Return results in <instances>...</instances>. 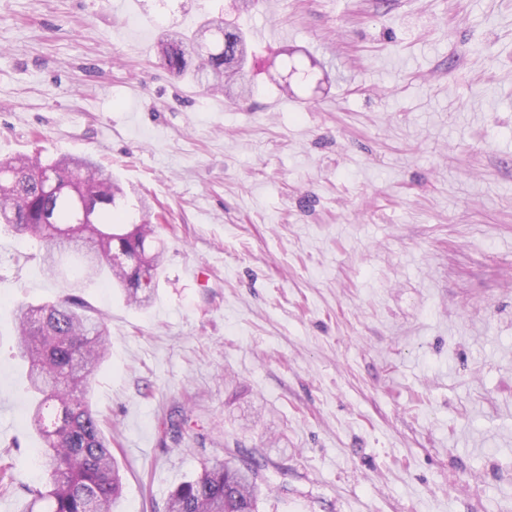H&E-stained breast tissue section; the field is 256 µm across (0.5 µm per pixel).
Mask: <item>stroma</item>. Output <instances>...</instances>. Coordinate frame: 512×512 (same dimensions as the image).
Instances as JSON below:
<instances>
[{
  "instance_id": "obj_1",
  "label": "stroma",
  "mask_w": 512,
  "mask_h": 512,
  "mask_svg": "<svg viewBox=\"0 0 512 512\" xmlns=\"http://www.w3.org/2000/svg\"><path fill=\"white\" fill-rule=\"evenodd\" d=\"M221 14L273 33L240 100L155 55ZM20 154L93 157L165 242L149 307L82 292L119 512L228 448L266 464L259 512H512V0H0ZM41 251L0 226V512L44 480L14 309L80 265Z\"/></svg>"
}]
</instances>
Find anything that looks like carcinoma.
Segmentation results:
<instances>
[{
  "label": "carcinoma",
  "instance_id": "cac0c4a2",
  "mask_svg": "<svg viewBox=\"0 0 512 512\" xmlns=\"http://www.w3.org/2000/svg\"><path fill=\"white\" fill-rule=\"evenodd\" d=\"M165 66L213 91L252 94L247 84L246 33L219 17L195 30L169 28L156 44ZM0 224L44 243L42 263L53 271L54 252L82 242L84 265L65 296L42 304L19 303L15 323L19 355L31 395L29 418L42 441L34 449L47 475L42 487L26 485L29 512H115L122 494L111 442L92 411L89 377L108 352V328L81 296L86 282L106 280L128 304L147 306L157 287L164 245L149 221L151 206L138 199L142 222L126 227L127 193L112 174L86 156L51 161L20 156L0 161ZM94 223L81 224L82 211ZM123 249L128 265L112 252ZM258 462L232 465L215 456L169 495L166 512H257Z\"/></svg>",
  "mask_w": 512,
  "mask_h": 512
}]
</instances>
